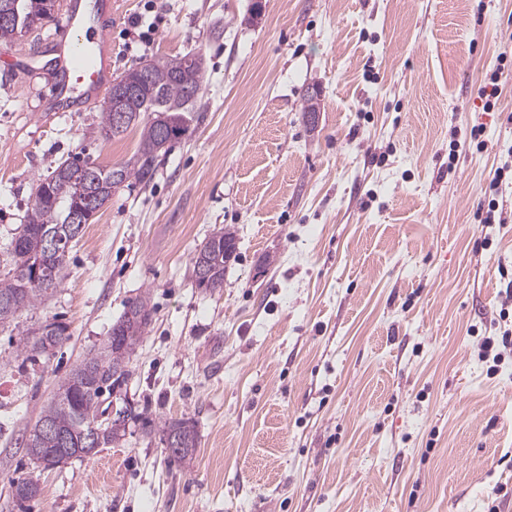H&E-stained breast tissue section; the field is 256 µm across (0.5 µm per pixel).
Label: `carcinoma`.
I'll return each mask as SVG.
<instances>
[{"label": "carcinoma", "mask_w": 512, "mask_h": 512, "mask_svg": "<svg viewBox=\"0 0 512 512\" xmlns=\"http://www.w3.org/2000/svg\"><path fill=\"white\" fill-rule=\"evenodd\" d=\"M24 8L19 13L18 25H0V41H13L17 31L30 28L42 20L46 0H22ZM133 79L144 86L142 97L128 106L127 120L123 126L114 124L116 95L105 98L97 125L90 131L96 139L109 140L122 136L129 129L140 130L136 152L126 161L110 166L92 165L90 173L73 170L38 179L31 207L23 224L11 241L15 262L37 260L44 253V235L67 233L70 210L83 202L81 190L84 183L96 185L106 191L99 205H104L120 187L133 183L149 185L156 173L158 158L169 147L185 137L195 121V108L204 83V59L198 52H188L150 64L143 74ZM236 258V235L229 228H222L202 245L192 258V265L206 260L212 271L209 291L224 287V270ZM66 254L55 260L50 280L27 285L16 276L0 279V327L13 322L19 314L37 308L58 288L64 278ZM141 316L131 320L128 313ZM152 314L150 292L145 291L129 300L125 312L119 317L124 325L123 339L115 345L106 341L100 348L88 353L60 381L54 397L43 407L38 420L23 439V447L36 467H41L49 457L79 458L85 448H104L119 443L126 435V422L111 427L98 422L99 399L104 393L122 386L128 376L130 361L150 326ZM57 331L47 330L42 324L29 329L19 339L15 358L26 362L53 351L65 339L66 327L58 324ZM127 418L142 422V428L157 432L160 440L173 438L177 451L167 455L172 465H182L193 458L198 447V432L190 418H153L148 410L129 413ZM13 498L22 503L39 496L38 480L9 479Z\"/></svg>", "instance_id": "cac0c4a2"}]
</instances>
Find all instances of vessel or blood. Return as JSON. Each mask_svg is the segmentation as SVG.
Listing matches in <instances>:
<instances>
[{
    "mask_svg": "<svg viewBox=\"0 0 512 512\" xmlns=\"http://www.w3.org/2000/svg\"><path fill=\"white\" fill-rule=\"evenodd\" d=\"M101 0H68L57 32L50 39V66L55 76L47 108L73 112L99 101L105 84L103 53L106 28L100 19Z\"/></svg>",
    "mask_w": 512,
    "mask_h": 512,
    "instance_id": "vessel-or-blood-1",
    "label": "vessel or blood"
}]
</instances>
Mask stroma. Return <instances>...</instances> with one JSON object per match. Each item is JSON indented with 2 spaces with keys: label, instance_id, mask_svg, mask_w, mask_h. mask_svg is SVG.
<instances>
[{
  "label": "stroma",
  "instance_id": "stroma-1",
  "mask_svg": "<svg viewBox=\"0 0 512 512\" xmlns=\"http://www.w3.org/2000/svg\"><path fill=\"white\" fill-rule=\"evenodd\" d=\"M53 28L0 41V279L37 179L138 146L135 128L90 137L96 103L46 118L51 82L19 63ZM510 48L512 0H112L109 76L194 50L204 92L149 186L114 194L53 295L0 327V512H19L18 438L146 291L151 325L101 406L192 418L193 460L168 466L132 421L39 471L28 512H512V356L494 374L479 356L512 328V223L476 218L512 148V79L492 112L479 88ZM476 125L486 149L449 162ZM223 227L237 258L209 292L191 258ZM46 321L68 339L20 364Z\"/></svg>",
  "mask_w": 512,
  "mask_h": 512
}]
</instances>
